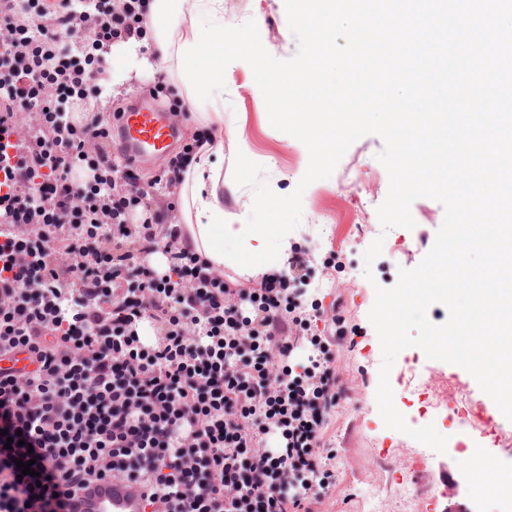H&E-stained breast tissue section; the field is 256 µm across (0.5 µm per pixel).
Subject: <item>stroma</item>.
Here are the masks:
<instances>
[{
    "mask_svg": "<svg viewBox=\"0 0 512 512\" xmlns=\"http://www.w3.org/2000/svg\"><path fill=\"white\" fill-rule=\"evenodd\" d=\"M255 20L262 43L274 57L287 59L297 51L291 33L285 0H224V23L237 26ZM157 75H132L115 86L111 97L85 109L90 114L122 112L129 94L138 93L170 107L167 89L157 88ZM381 137L371 134L355 141L329 178L313 182L302 199L300 226L289 238L291 250L307 259V277L314 288L307 300L337 303L336 324L316 321L315 333L335 339L336 369L348 399L340 401L328 416L322 435L325 447L335 449V479L321 512H368L362 494L376 492L377 512H416L404 500L405 489L427 487L429 473L418 463L434 457L428 446L387 428L378 412L376 390L382 361L381 346L368 313L376 287H393L400 269L415 268L434 245L444 219V208L436 200L421 197L411 206L414 228L395 227L382 232L377 209L385 200L389 177L377 155ZM263 165L265 178L274 192L294 191L306 172L309 155L293 136L274 129L268 119L262 93L248 64H239L224 85V213L236 216L251 209L253 191L233 180L237 153ZM384 237L381 255L365 265L363 253L377 238ZM394 405L417 426L434 424L447 436L445 460L463 459L468 467L484 464L494 456L499 466L512 467V422L495 419L457 438L459 414L473 416L488 396L463 368L427 359L417 347L399 353L390 373Z\"/></svg>",
    "mask_w": 512,
    "mask_h": 512,
    "instance_id": "35a3bbf8",
    "label": "stroma"
}]
</instances>
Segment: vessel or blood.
I'll list each match as a JSON object with an SVG mask.
<instances>
[{
	"label": "vessel or blood",
	"mask_w": 512,
	"mask_h": 512,
	"mask_svg": "<svg viewBox=\"0 0 512 512\" xmlns=\"http://www.w3.org/2000/svg\"><path fill=\"white\" fill-rule=\"evenodd\" d=\"M175 134L174 126L165 112L137 100L119 113L113 125V135L126 160L137 163L165 155ZM438 476L433 489L439 512H461V505L453 504L454 496L470 489V469L447 463L437 465ZM143 489L136 484L119 481H101L74 496L69 512H142Z\"/></svg>",
	"instance_id": "vessel-or-blood-1"
}]
</instances>
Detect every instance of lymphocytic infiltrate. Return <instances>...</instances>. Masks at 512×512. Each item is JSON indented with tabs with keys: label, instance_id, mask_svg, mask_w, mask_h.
<instances>
[{
	"label": "lymphocytic infiltrate",
	"instance_id": "lymphocytic-infiltrate-1",
	"mask_svg": "<svg viewBox=\"0 0 512 512\" xmlns=\"http://www.w3.org/2000/svg\"><path fill=\"white\" fill-rule=\"evenodd\" d=\"M145 9L0 8V357L33 366L0 367V512H64L110 478L145 485L149 512H318L344 386L329 338L290 363L311 320L336 317L290 292L305 258L260 288L228 287L180 248L175 202L154 207L153 185L112 160L107 129L68 116L100 97L99 51L142 34ZM158 250L161 276L138 260ZM16 432L23 445L6 447Z\"/></svg>",
	"mask_w": 512,
	"mask_h": 512
}]
</instances>
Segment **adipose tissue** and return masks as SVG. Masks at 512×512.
Instances as JSON below:
<instances>
[{
    "instance_id": "obj_1",
    "label": "adipose tissue",
    "mask_w": 512,
    "mask_h": 512,
    "mask_svg": "<svg viewBox=\"0 0 512 512\" xmlns=\"http://www.w3.org/2000/svg\"><path fill=\"white\" fill-rule=\"evenodd\" d=\"M181 0H150L147 35L122 44L127 69L116 72H173L172 85L178 96L194 106L193 119L210 130L211 136L192 155L179 186L182 243L223 272L227 259L225 244L237 242L247 255L252 274L280 271L288 255V227L279 225L277 250L264 244L268 227L253 223L249 216H224V113L199 111L201 101L223 90L235 63L250 59L251 52L241 36H228L224 26V0H195L181 7Z\"/></svg>"
}]
</instances>
